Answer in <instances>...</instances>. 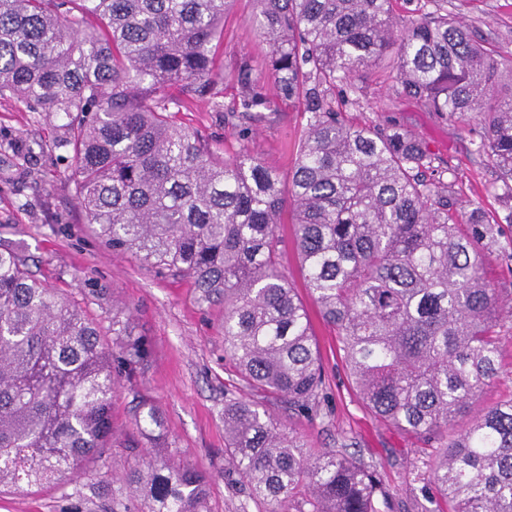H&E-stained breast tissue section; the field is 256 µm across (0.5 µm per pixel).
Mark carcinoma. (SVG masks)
Masks as SVG:
<instances>
[{"label":"carcinoma","mask_w":512,"mask_h":512,"mask_svg":"<svg viewBox=\"0 0 512 512\" xmlns=\"http://www.w3.org/2000/svg\"><path fill=\"white\" fill-rule=\"evenodd\" d=\"M233 0H0V97L60 121L86 222L112 252L192 280L224 307L225 352L254 394L309 410L324 382L306 307L281 269L289 200L305 288L336 329L362 401L434 448L429 480L451 512H512V397L474 413L500 374L502 301L489 243L512 224V64L425 0L400 26L392 0H253L277 95L303 107L282 178L241 147L224 158L175 123L181 96L220 80ZM389 61L392 91L445 120L475 115L477 151L498 172L506 214L454 209L428 179L434 158L393 126L357 127L332 105L362 67ZM240 116L269 102L243 68ZM98 325L0 244V495L63 483L121 447L122 477L147 512H210L208 480L175 458L160 411L135 405L137 436L113 427L115 364L138 338ZM468 418L464 425L459 421ZM260 401L224 402V452L264 512H395L377 467L344 449L304 450Z\"/></svg>","instance_id":"obj_1"}]
</instances>
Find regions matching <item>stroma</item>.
Wrapping results in <instances>:
<instances>
[{
  "mask_svg": "<svg viewBox=\"0 0 512 512\" xmlns=\"http://www.w3.org/2000/svg\"><path fill=\"white\" fill-rule=\"evenodd\" d=\"M448 8L474 35L488 39L501 60L512 61V0H448ZM253 11L252 0H236L224 20V48L217 63L224 76L217 85L223 111H213L208 99L200 98L181 108L175 120L223 155L247 147L284 176L293 165L306 120L297 107L272 94L268 48L252 22ZM245 65L252 82L273 100L264 119L243 137V122L234 111ZM387 76L381 66L358 72L354 82L363 90L361 103L343 107L344 118L359 126L399 125L435 154L444 181L457 192V209L479 205L499 210L497 173L473 145L477 120L442 119L388 92ZM58 136L54 118L28 111L17 100L0 99V243L23 242L35 277L74 296L100 322L104 334H111L117 315L143 340L147 356L136 376L119 378L115 387L116 434L134 432L133 406L138 396L148 397L163 414L171 451L206 473L210 512H263L259 501L249 499L245 480L230 471L224 454V400L229 395L249 400L253 394L237 384L225 356L221 308L199 305L189 279L157 274L132 257L112 253L98 239L71 190V153L56 146ZM491 251L487 279L503 299H511V225L500 226ZM281 267L309 311L325 381L312 410H291L271 397L267 407L300 441L323 449L343 446L375 464L396 512H417L416 502L430 486L426 445L384 424L362 403L341 358L336 332L321 319L290 244ZM129 461L122 450H115L106 467L88 466L71 476L63 489L0 496V512H67L77 499L81 512H105L106 498L93 495L89 487L101 483L120 488Z\"/></svg>",
  "mask_w": 512,
  "mask_h": 512,
  "instance_id": "1",
  "label": "stroma"
}]
</instances>
